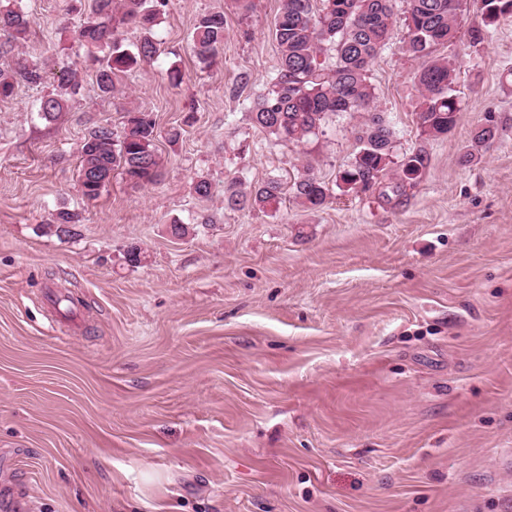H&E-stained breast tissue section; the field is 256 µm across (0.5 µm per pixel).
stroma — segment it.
<instances>
[{
  "instance_id": "stroma-1",
  "label": "stroma",
  "mask_w": 512,
  "mask_h": 512,
  "mask_svg": "<svg viewBox=\"0 0 512 512\" xmlns=\"http://www.w3.org/2000/svg\"><path fill=\"white\" fill-rule=\"evenodd\" d=\"M280 5L256 0L244 20L234 0H169L157 57L106 96L72 0H22L32 33L0 70L39 63L50 77L0 99V499L12 512H512V18L480 48L438 47L459 71L460 113L426 142L423 62L394 24L371 67L375 104L399 151L425 146L417 186L319 211L288 195L274 212L230 210L232 180L286 184L309 163L331 183L356 148L342 115L300 146L251 123L278 65ZM217 11L227 30L207 67L190 34ZM71 70L78 94L42 119L39 99ZM132 109L156 121L158 181L116 173L84 199V138ZM489 119L501 136L459 166ZM60 209L80 212L74 236L42 233ZM175 224L189 234L173 237ZM50 289L80 308L56 309Z\"/></svg>"
}]
</instances>
